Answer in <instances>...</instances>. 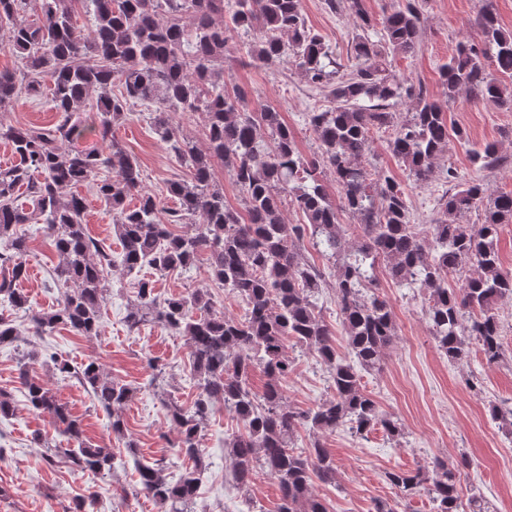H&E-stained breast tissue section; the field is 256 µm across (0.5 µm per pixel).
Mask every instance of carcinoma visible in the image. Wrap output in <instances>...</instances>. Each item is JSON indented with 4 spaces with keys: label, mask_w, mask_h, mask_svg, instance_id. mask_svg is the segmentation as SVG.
I'll use <instances>...</instances> for the list:
<instances>
[{
    "label": "carcinoma",
    "mask_w": 512,
    "mask_h": 512,
    "mask_svg": "<svg viewBox=\"0 0 512 512\" xmlns=\"http://www.w3.org/2000/svg\"><path fill=\"white\" fill-rule=\"evenodd\" d=\"M342 1L356 26L350 71L306 25L301 0H0V46L22 61L17 73L0 71V112L23 94L50 96L57 114L48 128L0 119V142L17 157L0 167V304L30 310L29 298L17 288L27 277L29 254L28 237L18 227L40 224L59 257L52 282L66 292L55 309L30 316L32 336L59 327L99 335L105 282L117 262L128 274L147 267L165 275L185 271L205 255L212 281L245 305L244 316H226L215 312L206 290L162 299L153 280L138 279L125 326L135 332L151 323L185 337L198 389L190 406L165 402L176 434L172 447L192 465L172 483L163 463L136 462L138 492L160 512H193L201 483L200 436L217 403L243 426L228 443L233 481L246 491L258 472L274 477L278 512H328L311 488L316 480L336 483V465L321 439L306 454L294 451L299 429L324 434L346 427L363 437L380 427L392 437L402 435L399 421L380 410L359 374L379 368L395 338L392 307L379 292L381 266L397 282L425 290L430 332L448 360L462 359L471 338L487 362L505 357L495 305L512 296V273L502 271L498 255L500 227L512 223V193L488 198L476 181L459 187L442 197L441 209L462 215L481 207L483 223L444 220L433 225L432 248L420 242L405 190L366 162L372 133L394 128L390 152L422 183L450 139L466 141L468 135L459 127L448 129L446 106L425 86L388 74L389 56L412 53L419 43L420 0H394L379 30L365 0H326V5L335 11ZM80 10L92 17L86 29L77 26ZM479 19L483 41L459 43L442 67L448 97L463 87L473 102L496 100L511 109L512 94L486 71L484 61L491 59L499 74L512 77V30L500 26L491 0H481ZM233 32L247 39L255 65L287 59L309 87L327 91L331 106L307 115L316 144L311 156L298 151L279 112L251 110L245 92L226 88L224 56ZM92 93L96 111L82 121L76 113ZM402 99L413 107L398 122L392 108ZM136 104L147 109L144 119L188 170L167 184L173 207L144 190L140 164L113 135ZM177 112L205 114L206 148L175 134ZM88 135L96 136L99 146H74ZM470 158L481 169L500 161L493 143L472 149ZM217 161L239 187L244 212L224 202ZM328 175L340 188L338 205L325 191ZM83 184L112 211L121 245L117 260L86 231L85 200L73 192ZM131 196L137 202L129 206ZM288 207L304 223H287ZM340 210L359 217L351 246L338 221ZM176 224L198 229L179 234L173 231ZM306 238L324 257L345 256L334 291L351 361L337 356L333 333L316 312L313 298L324 277L299 248ZM470 264L479 274L463 275ZM454 275L461 276V285L450 289L448 278ZM19 336L13 320L0 316V345ZM290 340L317 356L333 390L332 398L307 411L290 405L284 394L292 370ZM50 360L90 387L109 414L112 433L123 436L121 410L134 390L105 377L95 360L74 369L65 359ZM257 369L267 378L260 396L250 387ZM19 379L31 409L64 425L78 443L68 453L73 467L93 473L114 468L112 449L87 445L82 422L51 388L31 377L25 365ZM386 480L396 499L377 502L374 512H407L422 490L434 512H459L458 468L444 459H434L427 469L391 471Z\"/></svg>",
    "instance_id": "cac0c4a2"
}]
</instances>
